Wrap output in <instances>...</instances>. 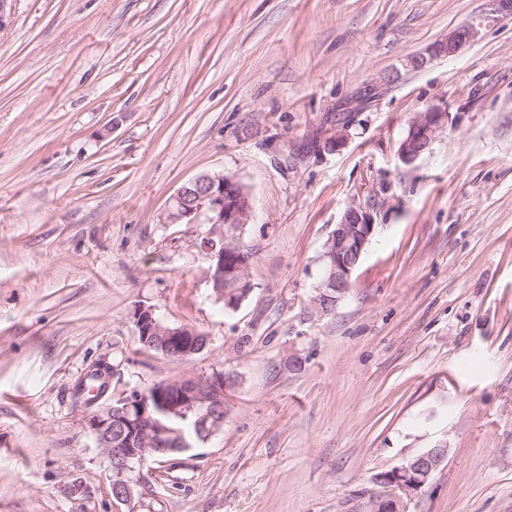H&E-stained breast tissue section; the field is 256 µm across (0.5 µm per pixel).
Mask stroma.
I'll use <instances>...</instances> for the list:
<instances>
[{
    "label": "stroma",
    "mask_w": 512,
    "mask_h": 512,
    "mask_svg": "<svg viewBox=\"0 0 512 512\" xmlns=\"http://www.w3.org/2000/svg\"><path fill=\"white\" fill-rule=\"evenodd\" d=\"M457 56L406 60L461 24ZM447 106L402 163L416 113ZM349 132L335 151L310 143ZM237 178L253 289L208 278L177 189ZM370 243L335 312L307 319L324 244ZM205 334L141 348L135 307ZM303 362L289 370L290 359ZM108 397L224 376V427L129 477L87 429ZM447 457L405 512H512V18L489 0H15L0 27V512H373L377 476ZM84 484L68 497L64 485ZM448 121V109L439 105L417 113L399 144L400 160L410 164L429 151L438 134L448 127Z\"/></svg>",
    "instance_id": "1"
}]
</instances>
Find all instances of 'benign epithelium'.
Returning a JSON list of instances; mask_svg holds the SVG:
<instances>
[{"instance_id":"obj_1","label":"benign epithelium","mask_w":512,"mask_h":512,"mask_svg":"<svg viewBox=\"0 0 512 512\" xmlns=\"http://www.w3.org/2000/svg\"><path fill=\"white\" fill-rule=\"evenodd\" d=\"M478 36V29L466 23L448 36L431 44L425 52L410 57L406 66L421 69L435 59L453 57ZM448 109L439 105L417 113L398 148V156L411 164L430 150L438 134L448 127ZM252 200L239 180L222 174L202 173L184 183L172 198L167 213L169 224H196L199 219L214 225V234L236 237L249 224ZM374 225L368 214L351 206L328 236L320 257L322 275L316 294L306 309L313 319L333 312L351 288L352 275L371 240ZM211 264L209 281L218 299L235 309L250 294L248 268L230 266L224 261V249L204 243ZM137 335L151 343L159 353L172 358L194 356L207 343L204 334L187 326L163 323L153 308L139 306L134 312ZM177 418L191 422L196 436L205 440L224 427V376L204 380L161 381L143 394L123 395L95 410L87 427L97 446L113 467L116 478L111 484L113 499L129 502L134 497L133 483L124 478L135 463L173 447L189 448L184 429L166 424ZM447 456V448L437 445L406 459L401 465L377 476L387 488V498L377 509L400 512L403 498L411 496L434 475Z\"/></svg>"}]
</instances>
